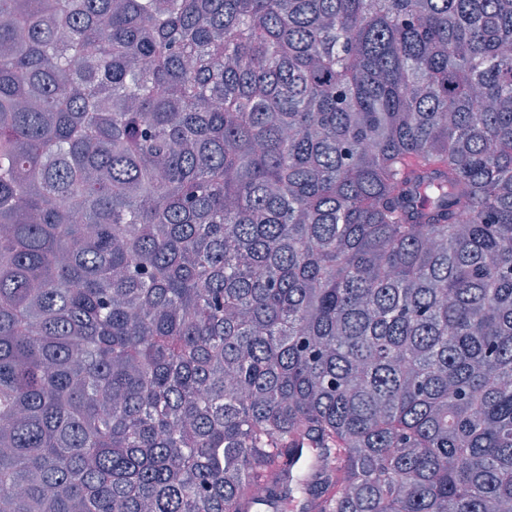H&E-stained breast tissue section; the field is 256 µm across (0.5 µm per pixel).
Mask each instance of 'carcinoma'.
Wrapping results in <instances>:
<instances>
[{"label":"carcinoma","instance_id":"cac0c4a2","mask_svg":"<svg viewBox=\"0 0 512 512\" xmlns=\"http://www.w3.org/2000/svg\"><path fill=\"white\" fill-rule=\"evenodd\" d=\"M290 507L512 512V0H0V512Z\"/></svg>","mask_w":512,"mask_h":512}]
</instances>
